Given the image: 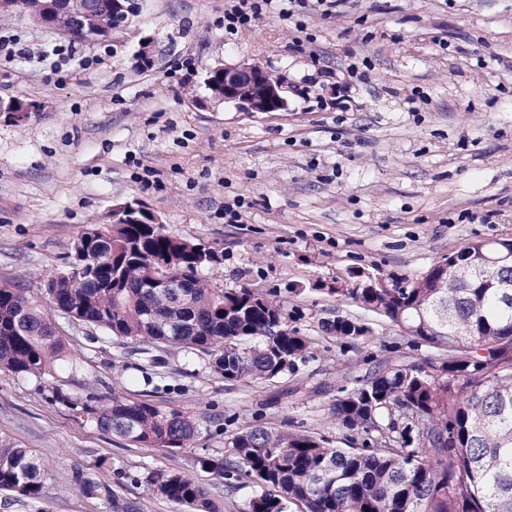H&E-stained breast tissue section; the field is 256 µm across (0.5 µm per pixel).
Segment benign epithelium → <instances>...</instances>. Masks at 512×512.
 Returning <instances> with one entry per match:
<instances>
[{"label":"benign epithelium","instance_id":"1","mask_svg":"<svg viewBox=\"0 0 512 512\" xmlns=\"http://www.w3.org/2000/svg\"><path fill=\"white\" fill-rule=\"evenodd\" d=\"M100 7L93 0H67L65 14L67 25L60 33L69 35L90 23L96 24L90 39L110 35L112 24L98 16ZM223 75V93L213 95L219 103H233L249 112H277L288 107L284 82L256 64L219 65L215 67ZM32 106L19 98L0 99V117L10 122H22L29 118ZM159 219L142 205H125L112 213V225L157 224ZM348 288H389L391 284L381 277L363 272L355 274V281Z\"/></svg>","mask_w":512,"mask_h":512}]
</instances>
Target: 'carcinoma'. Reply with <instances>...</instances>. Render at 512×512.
Here are the masks:
<instances>
[{"mask_svg": "<svg viewBox=\"0 0 512 512\" xmlns=\"http://www.w3.org/2000/svg\"><path fill=\"white\" fill-rule=\"evenodd\" d=\"M21 14L53 28L65 15L45 0H20ZM493 241L470 242L426 271L390 288H329L389 319L431 354L384 359L331 405L339 427L363 435L359 448H333L323 437L249 425L229 442V458L195 460L232 491L245 475L262 493L241 512H512V262L492 264ZM78 272L51 280L47 295L77 321L107 336L212 358L227 382L273 381L311 357L308 337L289 328L283 307L252 288L214 287L190 243L162 226L130 224L116 239L92 233ZM121 270L112 287V272ZM178 287L149 288L164 271ZM322 329L339 340H363L369 328L338 316ZM78 369L38 300L18 285H0V369L41 378ZM79 405L72 404V407ZM98 429L168 451L189 448L193 416L160 411L143 399L93 395L80 405ZM87 493L112 498L105 481L73 472ZM47 473L33 451L0 442V492L38 500ZM153 494L193 512H220L210 489L181 471H152Z\"/></svg>", "mask_w": 512, "mask_h": 512, "instance_id": "1", "label": "carcinoma"}]
</instances>
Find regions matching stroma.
I'll use <instances>...</instances> for the list:
<instances>
[{
	"mask_svg": "<svg viewBox=\"0 0 512 512\" xmlns=\"http://www.w3.org/2000/svg\"><path fill=\"white\" fill-rule=\"evenodd\" d=\"M228 4L144 0L125 30L87 46L23 16L0 20V35L30 51L0 55V98L36 107L25 122L0 120V284L39 298L80 365L38 379L0 370V437L35 450L48 472L42 499L0 492V512H112L75 484L77 470L104 471L136 512H183L145 474L222 486L194 462L224 458L246 425L359 447L330 407L350 375L410 355V343L321 284L357 271L394 283L469 242L512 239V0H346L299 28L266 15L235 37L224 34ZM242 63L287 81V110L212 100L209 71ZM127 203L215 251L206 274L217 287L279 301L312 358L292 376L228 383L207 355L109 339L63 315L41 295L45 276L69 269L70 244ZM339 316L366 322L370 339L323 331ZM114 391L192 415L193 447L132 443L70 406Z\"/></svg>",
	"mask_w": 512,
	"mask_h": 512,
	"instance_id": "1",
	"label": "stroma"
}]
</instances>
